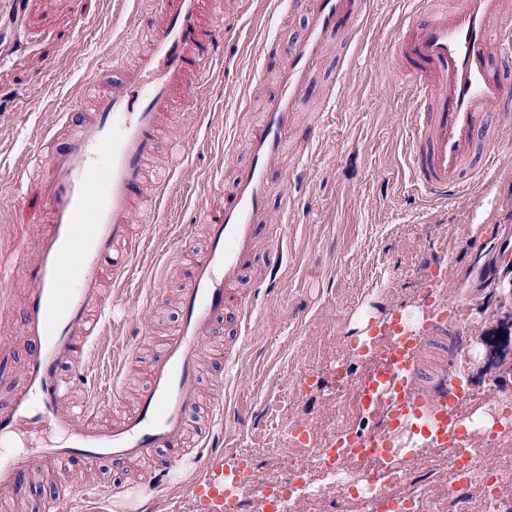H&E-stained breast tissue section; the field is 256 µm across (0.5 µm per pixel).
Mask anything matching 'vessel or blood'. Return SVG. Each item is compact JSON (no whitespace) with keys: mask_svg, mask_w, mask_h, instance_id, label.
<instances>
[{"mask_svg":"<svg viewBox=\"0 0 512 512\" xmlns=\"http://www.w3.org/2000/svg\"><path fill=\"white\" fill-rule=\"evenodd\" d=\"M210 4L160 0L161 19L145 17L149 48L138 66L99 97L93 115L72 127L63 147L41 159L39 206L47 222L26 259L20 325L25 353L16 364L0 358V382L16 373L22 378L0 407V441L25 427L47 428L55 437L0 461V508L27 484L36 457L89 464L151 459L147 484L156 490L167 486L184 459H203L212 445L206 435L187 455L176 453L197 405L200 343L217 333L220 321L234 320V335L224 345V375L215 384L223 389L237 373L243 335L260 303L279 286L280 236L251 288L242 286L260 243L271 184L290 131H298L301 144L292 176L301 179L306 171L319 126L298 128L297 114L327 45L361 31L372 0H315L306 8L304 31L288 48L291 61L279 74L276 94L262 116L245 125L248 160L223 203L203 216L208 245L181 297L178 331L149 364L137 406L98 423L95 402L66 405L69 384L88 380L95 338L112 318L101 271L111 268L114 284L126 285L144 252L143 242L131 237V224L145 205L143 167L156 149L160 119L174 99L193 102L206 64L217 56L222 35L203 22ZM504 12V0H455L449 8L440 0H419L393 42L395 72L415 107L408 143L413 186L428 202H446L463 183L478 190L490 180L489 166L507 133L495 108L512 97V83L501 70L512 60V31L495 27ZM422 305L426 319L418 330L393 314L351 343L350 356L377 360L351 382L356 410L381 414L382 425L372 432L339 429L320 452L323 467L368 460L369 483L403 476L397 461L423 433L432 444L453 447L455 475L468 472L472 453L458 407L470 392L456 371L467 329L449 323L434 296Z\"/></svg>","mask_w":512,"mask_h":512,"instance_id":"obj_1","label":"vessel or blood"}]
</instances>
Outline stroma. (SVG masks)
Wrapping results in <instances>:
<instances>
[{
    "instance_id": "stroma-1",
    "label": "stroma",
    "mask_w": 512,
    "mask_h": 512,
    "mask_svg": "<svg viewBox=\"0 0 512 512\" xmlns=\"http://www.w3.org/2000/svg\"><path fill=\"white\" fill-rule=\"evenodd\" d=\"M150 0H29L26 26L36 35L68 32L65 44H39L29 61L0 62V262H15L33 245L34 231L15 208L14 176L36 178V154L46 143H64L69 121L91 111L93 94L112 85V57L134 64L143 42L134 34ZM409 0H376L358 36V48L341 60V45L331 42L306 95L301 122L318 112L327 117L307 169L308 194L291 212H283L288 192L278 176L269 197V228L288 226V251L278 292L266 299L243 347L237 377L225 396L239 420L229 421L223 455L208 466L221 481L242 464L254 467L258 481L285 482L294 466L309 468L314 492H301L294 512H369L368 502L352 495L344 483L321 471L317 450L338 428L356 425L354 400L338 376L346 346L358 339L361 323L375 326L397 312L409 329H417L426 291L462 310L468 334L461 374L474 395L463 407L469 419L470 446L485 466L497 471L494 483L474 480L466 492V512H488L486 493L512 508V418L492 388L503 363L487 338L507 330L512 297L500 280L475 288L465 281L470 256L461 245L470 238H495L512 225V146L496 157L497 174L476 195L458 193L448 204L423 202L411 189L404 158L413 95L391 72L390 45L399 33ZM304 12L292 0H216L209 23L222 31L221 66L198 87L190 107L175 108L167 118L155 156L148 162L143 194H151L158 177L170 180V192L155 209L134 217V228L148 248L136 260L137 274L114 288L111 275L103 287L120 307L95 348L96 383L117 387V402L102 407L109 418L115 407L129 408L147 380L145 362L179 324L178 297L192 270L191 256L180 255L181 234L202 250L207 229L203 212L214 204L209 177L221 172L231 182L244 164L243 132L236 102L247 98L252 115L262 112L276 90L278 73L288 63L289 43L302 32ZM278 45L265 56L258 47ZM186 152L173 161L175 144ZM24 276L0 291V354L22 357L19 333ZM146 332L140 360L123 364L124 348L134 333ZM224 367L223 340L200 345V402L190 419L193 428L209 427L214 376ZM492 416L485 431L472 419L477 409ZM309 429L300 442L298 432ZM454 454L434 447L406 458L405 477L394 479L389 494L427 500L447 512L449 467ZM35 477L26 499L57 496L56 512H71L70 493L92 486L85 512H204L189 486L198 479L194 467L179 470L168 488L150 490L135 471L121 463L77 462L47 469L34 461ZM127 498L113 499L117 488Z\"/></svg>"
}]
</instances>
